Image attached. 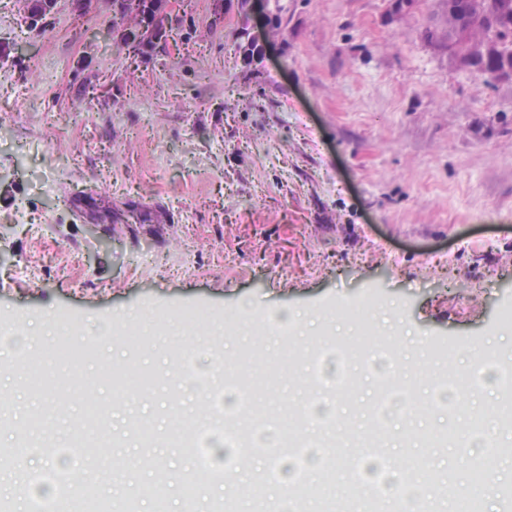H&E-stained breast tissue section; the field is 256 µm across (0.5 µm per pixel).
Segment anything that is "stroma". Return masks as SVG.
Wrapping results in <instances>:
<instances>
[{"label":"stroma","mask_w":512,"mask_h":512,"mask_svg":"<svg viewBox=\"0 0 512 512\" xmlns=\"http://www.w3.org/2000/svg\"><path fill=\"white\" fill-rule=\"evenodd\" d=\"M72 2L34 24L25 0H0V114L25 112L0 123V347H21L25 378L0 391V448L29 444L0 473L32 503L82 499L74 448L99 430L116 470L96 486L106 512H178L186 478L202 512L280 510L279 481L230 495L238 464L198 475L218 439L210 417L242 412L217 410L219 386L179 400L160 382L120 394L101 378L158 376L189 349L249 386L253 439L284 431L293 449L315 428L321 455L380 457L440 487L431 512L469 494L480 512H512V425L471 429L485 403L507 405L502 386L485 380L467 405L436 395L462 378L468 346L512 370V80L449 60L445 0H280L277 19L256 0L247 20L225 0L215 30L212 0H169L193 26L134 64ZM244 24L263 51L251 67ZM100 194L150 221L91 224ZM399 327L425 342L406 363L422 377L408 414L388 409L376 365L400 355ZM341 369L344 421L304 420L300 402L326 400ZM36 373L66 410L47 406ZM483 465L502 476L497 495L456 481ZM380 482L328 464L303 485L311 512H383Z\"/></svg>","instance_id":"stroma-1"}]
</instances>
